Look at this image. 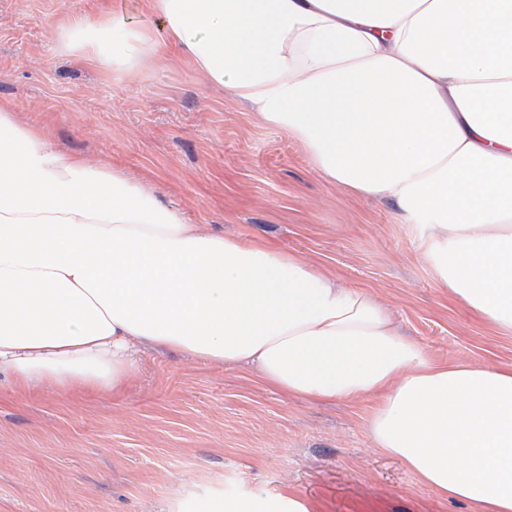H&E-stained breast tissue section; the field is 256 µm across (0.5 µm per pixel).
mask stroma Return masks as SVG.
Here are the masks:
<instances>
[{
    "label": "stroma",
    "instance_id": "35a3bbf8",
    "mask_svg": "<svg viewBox=\"0 0 512 512\" xmlns=\"http://www.w3.org/2000/svg\"><path fill=\"white\" fill-rule=\"evenodd\" d=\"M103 7L162 27L141 0H0V103L19 123L150 183L196 223L372 289L437 358L512 363V337L486 334L449 299L389 205L326 182L301 144L201 82L176 49L137 77L63 50L58 26ZM372 406L288 398L248 369L150 349L118 397H18L4 381L0 512H288L290 492L313 512H468L375 448Z\"/></svg>",
    "mask_w": 512,
    "mask_h": 512
}]
</instances>
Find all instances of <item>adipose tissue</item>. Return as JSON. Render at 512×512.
<instances>
[{"mask_svg":"<svg viewBox=\"0 0 512 512\" xmlns=\"http://www.w3.org/2000/svg\"><path fill=\"white\" fill-rule=\"evenodd\" d=\"M145 6L162 31L101 12L60 43L128 76L177 48L327 182L388 203L449 297L512 337V0ZM139 345L246 368L286 397L371 399L376 447L418 483L512 512V365L435 358L369 289L193 223L0 104V377L114 394Z\"/></svg>","mask_w":512,"mask_h":512,"instance_id":"ef3b65f1","label":"adipose tissue"}]
</instances>
